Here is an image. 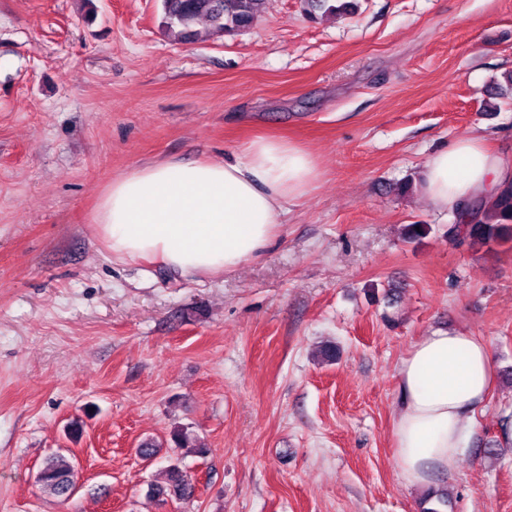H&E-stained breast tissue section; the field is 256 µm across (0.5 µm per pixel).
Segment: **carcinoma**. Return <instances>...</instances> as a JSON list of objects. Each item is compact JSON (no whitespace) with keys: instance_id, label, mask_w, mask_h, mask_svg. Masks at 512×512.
Returning a JSON list of instances; mask_svg holds the SVG:
<instances>
[{"instance_id":"cac0c4a2","label":"carcinoma","mask_w":512,"mask_h":512,"mask_svg":"<svg viewBox=\"0 0 512 512\" xmlns=\"http://www.w3.org/2000/svg\"><path fill=\"white\" fill-rule=\"evenodd\" d=\"M166 30L177 39L188 41L196 35L193 26L209 22L213 31L228 32L251 25L259 16L264 0H162ZM448 235L471 248L489 247L512 241V185L501 190L486 205L467 204L457 212V222ZM73 466L63 456L50 459L39 481L52 494L71 492ZM164 480L151 485L152 494L186 501L194 494L188 475L176 465L163 470Z\"/></svg>"}]
</instances>
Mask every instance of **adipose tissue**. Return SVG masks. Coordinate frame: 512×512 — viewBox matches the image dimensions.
<instances>
[{
	"label": "adipose tissue",
	"instance_id": "1",
	"mask_svg": "<svg viewBox=\"0 0 512 512\" xmlns=\"http://www.w3.org/2000/svg\"><path fill=\"white\" fill-rule=\"evenodd\" d=\"M320 177L309 150L258 137L233 161L136 167L113 179L95 222L113 255L156 260L175 273L221 274L269 249L286 204L309 195ZM511 184L512 160L472 136L427 159L421 190L437 208L455 210ZM495 374L486 342L460 331H433L401 360L393 435L406 485H427L454 467Z\"/></svg>",
	"mask_w": 512,
	"mask_h": 512
}]
</instances>
